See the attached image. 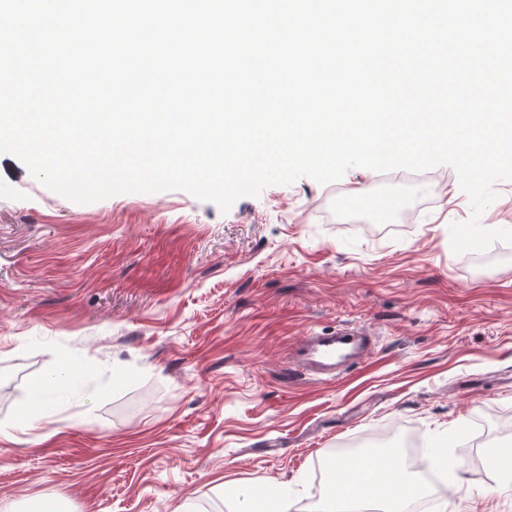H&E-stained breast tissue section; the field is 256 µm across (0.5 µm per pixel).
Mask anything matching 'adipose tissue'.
<instances>
[{"instance_id":"ef3b65f1","label":"adipose tissue","mask_w":512,"mask_h":512,"mask_svg":"<svg viewBox=\"0 0 512 512\" xmlns=\"http://www.w3.org/2000/svg\"><path fill=\"white\" fill-rule=\"evenodd\" d=\"M334 468L343 475L344 484L327 497L320 512H360L361 505L373 500L384 503L386 512H404L408 501L423 490L420 478L390 455L373 461L344 458Z\"/></svg>"}]
</instances>
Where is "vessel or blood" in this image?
Listing matches in <instances>:
<instances>
[{
  "label": "vessel or blood",
  "instance_id": "vessel-or-blood-1",
  "mask_svg": "<svg viewBox=\"0 0 512 512\" xmlns=\"http://www.w3.org/2000/svg\"><path fill=\"white\" fill-rule=\"evenodd\" d=\"M371 347L372 337L365 328L341 325L329 332L305 336L292 352L291 359L315 380L331 381L338 363L360 358Z\"/></svg>",
  "mask_w": 512,
  "mask_h": 512
}]
</instances>
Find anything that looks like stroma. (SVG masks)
I'll return each mask as SVG.
<instances>
[{
    "label": "stroma",
    "instance_id": "1",
    "mask_svg": "<svg viewBox=\"0 0 512 512\" xmlns=\"http://www.w3.org/2000/svg\"><path fill=\"white\" fill-rule=\"evenodd\" d=\"M349 169L242 197L77 204L0 153V506L35 512H312L327 462L390 437L449 448L460 491L413 512H512V251L455 254L456 171ZM365 326L375 347L311 382L289 354ZM63 374L34 428L33 375Z\"/></svg>",
    "mask_w": 512,
    "mask_h": 512
}]
</instances>
